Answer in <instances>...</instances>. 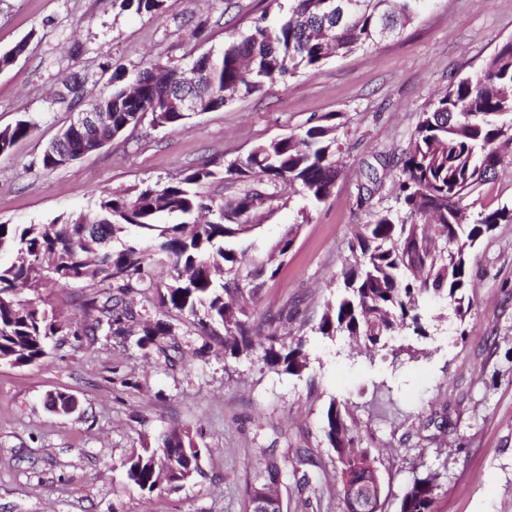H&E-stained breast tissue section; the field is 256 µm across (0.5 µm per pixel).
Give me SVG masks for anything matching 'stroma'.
Instances as JSON below:
<instances>
[{"label":"stroma","instance_id":"stroma-1","mask_svg":"<svg viewBox=\"0 0 512 512\" xmlns=\"http://www.w3.org/2000/svg\"><path fill=\"white\" fill-rule=\"evenodd\" d=\"M280 15L277 0H170L153 17L119 12L112 0H0V51L27 44L0 71V129L31 124L0 154L2 224L90 213L102 190L166 185L205 164L216 172L205 191L229 202L241 186L223 179L228 163L327 115L341 124L336 185L310 208L309 223L300 221L304 199L290 189L244 216L260 254L285 227L301 226L252 312H287L275 329L303 337L307 369L292 376L258 359L227 358L218 336L200 353L202 340L183 316L164 339L179 347L173 365L156 346H138L135 324L127 335L91 341L80 334L84 288L43 289L67 328L40 362L0 364V512H247V486L271 448L285 472L283 512H344L336 453L322 433L333 400L376 459L384 512H397L405 488L431 472L435 512H512V224L473 252L464 319L427 302L426 337L390 336L372 352L314 332L358 227L397 205L400 159L422 112L512 38V0H425L415 21L378 47L266 83L182 126L147 119L75 162L38 165L74 117L56 97L63 80H77L85 100L104 98L113 73L131 76L157 60L185 65L222 50L255 19ZM201 21L207 28L193 37ZM59 393L76 400L75 412L50 409ZM172 428L197 433L202 475L153 493L130 486L127 460ZM298 448L313 459L304 483L295 473Z\"/></svg>","mask_w":512,"mask_h":512}]
</instances>
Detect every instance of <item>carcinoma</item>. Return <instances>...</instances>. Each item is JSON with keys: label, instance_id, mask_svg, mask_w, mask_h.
Masks as SVG:
<instances>
[{"label": "carcinoma", "instance_id": "carcinoma-1", "mask_svg": "<svg viewBox=\"0 0 512 512\" xmlns=\"http://www.w3.org/2000/svg\"><path fill=\"white\" fill-rule=\"evenodd\" d=\"M122 11L159 15L168 0H113ZM322 0H288V10L274 25L260 18L239 39L224 43L207 65L204 84L194 90L202 110H217L238 97L252 95L265 83L320 68L331 56H344L380 44L376 30L387 24L404 26L420 12L424 0H367V8L351 25L339 26L324 16ZM179 67L159 61L139 71V87L128 90L124 76L112 95L98 101L110 113V138L124 126L135 127L146 112L154 123L183 124L189 115L170 108L155 111V103L176 87ZM512 115V38L502 41L481 69L448 84L423 113L409 152L402 161L397 201L400 210L378 213L355 235L340 277L336 299L327 303L315 332L330 340L337 336L361 339L374 349L388 336H425L422 305L444 301L462 318L473 300L468 294V266L477 245L500 224H512V205L471 212L472 195L486 185L503 161V147L512 145V126L497 125L493 116ZM335 116L299 134L255 145L229 163L224 174L244 183L234 213L253 211L277 197L280 187H294L311 205L325 201L338 174L340 152ZM20 121L0 129V154L28 134ZM88 130L75 131L61 142L53 140L39 158L45 170L61 166L66 152L76 158L93 149ZM216 177L208 166L188 171L173 184L105 190L93 219L83 213L58 216L47 224H0V363L14 367L47 356L50 339L63 332L54 313L38 297L48 286L80 284L92 292L81 307L95 315L84 323L83 335L106 329L115 336L136 319L134 297L152 283L156 267L168 269V280L157 287L161 312L186 315L205 336L224 331V357L254 355L268 368L299 375L308 368L303 339L261 335L265 326L283 320V313L252 318L260 279L276 277L288 257L300 225L290 224L277 249L279 260L266 258L254 266L242 264L237 244L253 226L228 224L224 201L200 191ZM36 294L20 297L22 290ZM138 345H153L174 335V326L161 319L143 322ZM348 411L331 401L323 414L322 432L336 452L339 477L366 473L375 465L361 447ZM201 448L188 430L161 434L157 446L144 448L126 462L129 483L152 493L184 483L201 474ZM282 468L273 454L260 462L247 490L248 503L262 490H277ZM438 477H417L403 493L398 512H434Z\"/></svg>", "mask_w": 512, "mask_h": 512}]
</instances>
